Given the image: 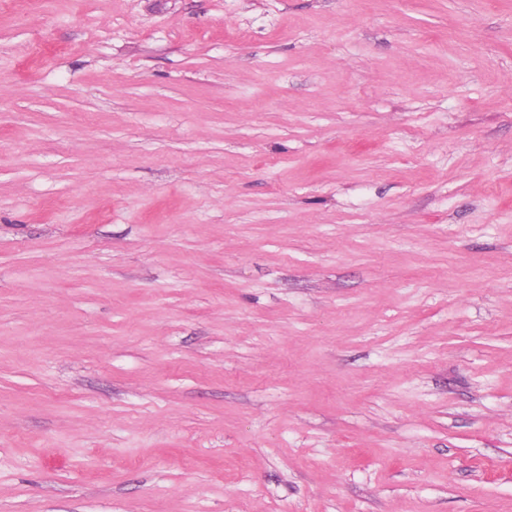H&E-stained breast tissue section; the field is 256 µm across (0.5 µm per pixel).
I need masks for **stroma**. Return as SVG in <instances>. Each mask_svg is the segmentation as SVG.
Instances as JSON below:
<instances>
[{
  "mask_svg": "<svg viewBox=\"0 0 512 512\" xmlns=\"http://www.w3.org/2000/svg\"><path fill=\"white\" fill-rule=\"evenodd\" d=\"M0 512H512V0H0Z\"/></svg>",
  "mask_w": 512,
  "mask_h": 512,
  "instance_id": "35a3bbf8",
  "label": "stroma"
}]
</instances>
